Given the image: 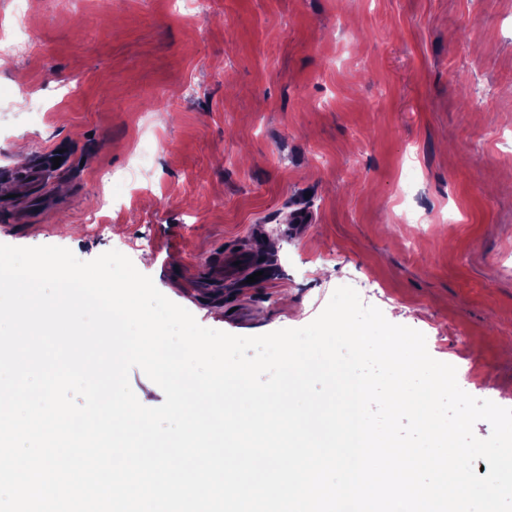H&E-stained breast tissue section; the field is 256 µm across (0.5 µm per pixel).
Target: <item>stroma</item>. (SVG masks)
I'll list each match as a JSON object with an SVG mask.
<instances>
[{
	"mask_svg": "<svg viewBox=\"0 0 512 512\" xmlns=\"http://www.w3.org/2000/svg\"><path fill=\"white\" fill-rule=\"evenodd\" d=\"M28 32L0 244L117 250L238 336L348 284L512 408V0H30ZM51 149L47 206L22 179ZM236 253L259 281L210 278Z\"/></svg>",
	"mask_w": 512,
	"mask_h": 512,
	"instance_id": "obj_1",
	"label": "stroma"
}]
</instances>
